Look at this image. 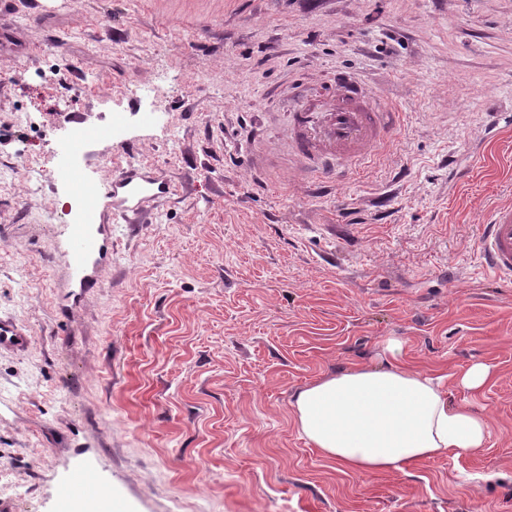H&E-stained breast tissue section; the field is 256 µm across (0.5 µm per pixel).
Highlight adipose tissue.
<instances>
[{"instance_id": "obj_1", "label": "adipose tissue", "mask_w": 512, "mask_h": 512, "mask_svg": "<svg viewBox=\"0 0 512 512\" xmlns=\"http://www.w3.org/2000/svg\"><path fill=\"white\" fill-rule=\"evenodd\" d=\"M385 366H354L299 390L291 403L308 442L339 469L405 471L440 455L484 448L486 416L450 399L449 387L481 392L491 372L477 363L463 373L419 370L404 361L401 340L386 342Z\"/></svg>"}]
</instances>
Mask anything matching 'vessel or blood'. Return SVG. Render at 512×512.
I'll return each mask as SVG.
<instances>
[{
    "label": "vessel or blood",
    "instance_id": "b4317fda",
    "mask_svg": "<svg viewBox=\"0 0 512 512\" xmlns=\"http://www.w3.org/2000/svg\"><path fill=\"white\" fill-rule=\"evenodd\" d=\"M396 119V113L388 111L358 76L340 73L330 97L301 101L285 146L289 156L301 161L311 174L329 175L340 166L363 161L373 148L385 143ZM64 177L78 202V210L73 223L63 229L58 251L64 259L70 285L84 289L96 279L111 255L109 221L139 223L146 204L165 196L169 186L156 177L134 173L113 178L104 189L88 183L78 169H66ZM107 198L112 201L108 210L103 207ZM479 247L483 266L493 276L511 282V205L492 210L487 223L480 228ZM28 345L24 330L11 319L0 316V351H22ZM103 489L98 478L79 467L62 484L59 495L68 500L95 495Z\"/></svg>",
    "mask_w": 512,
    "mask_h": 512
}]
</instances>
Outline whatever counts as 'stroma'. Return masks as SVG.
Returning a JSON list of instances; mask_svg holds the SVG:
<instances>
[{"label": "stroma", "instance_id": "35a3bbf8", "mask_svg": "<svg viewBox=\"0 0 512 512\" xmlns=\"http://www.w3.org/2000/svg\"><path fill=\"white\" fill-rule=\"evenodd\" d=\"M0 512H56L81 463L85 512H512V287L479 226L512 204V0H0ZM359 74L399 115L335 183L281 145L297 100ZM105 184L172 191L112 227V262L67 287L54 244L74 119ZM408 362L491 381L480 451L341 472L291 401L323 377ZM28 345L24 330L11 319L0 316V351H23ZM104 484L97 478L89 475L82 467L76 468L70 479L62 484L59 495L62 500H69L76 496L99 495Z\"/></svg>", "mask_w": 512, "mask_h": 512}]
</instances>
